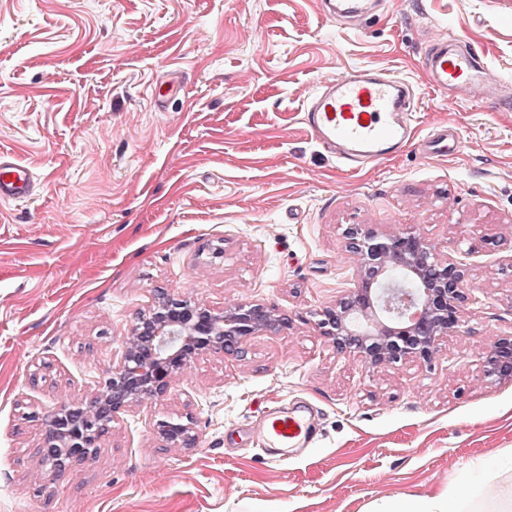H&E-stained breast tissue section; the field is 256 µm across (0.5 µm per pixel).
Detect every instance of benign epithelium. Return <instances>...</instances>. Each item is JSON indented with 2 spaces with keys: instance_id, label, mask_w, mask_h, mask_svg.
<instances>
[{
  "instance_id": "1",
  "label": "benign epithelium",
  "mask_w": 512,
  "mask_h": 512,
  "mask_svg": "<svg viewBox=\"0 0 512 512\" xmlns=\"http://www.w3.org/2000/svg\"><path fill=\"white\" fill-rule=\"evenodd\" d=\"M344 236L357 258V280L321 310L318 321L337 352L371 366L406 358L428 362L444 338L462 332L469 296L453 256L439 257L411 224L394 232L352 224ZM284 327L278 311L262 303L215 310L157 290L123 337L121 360L95 392L37 417L42 452L54 461L55 473L64 472L69 463L94 455L118 413L166 395L197 356L239 355L250 336L277 334ZM482 364L486 377L511 381L512 336L486 346ZM156 429L167 447H195V434L180 418L160 420Z\"/></svg>"
}]
</instances>
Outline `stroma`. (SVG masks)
I'll return each instance as SVG.
<instances>
[{
    "label": "stroma",
    "instance_id": "stroma-1",
    "mask_svg": "<svg viewBox=\"0 0 512 512\" xmlns=\"http://www.w3.org/2000/svg\"><path fill=\"white\" fill-rule=\"evenodd\" d=\"M445 33L512 97V0H383L355 28L316 0H0V150L40 184L0 202V512H370L439 493L486 512L464 487L512 450V381L480 359L512 336V109L430 88L422 58ZM370 65L412 84L418 137L445 122L462 149L344 170L301 110ZM173 72L185 92L156 110ZM351 224L416 225L463 263L465 328L432 362L372 367L321 335L356 280ZM158 288L257 300L289 326L201 356L54 475L34 414L95 390ZM300 406L314 444L274 461L252 430ZM162 418L190 420L196 447H161Z\"/></svg>",
    "mask_w": 512,
    "mask_h": 512
}]
</instances>
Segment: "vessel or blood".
Masks as SVG:
<instances>
[{"label": "vessel or blood", "mask_w": 512, "mask_h": 512, "mask_svg": "<svg viewBox=\"0 0 512 512\" xmlns=\"http://www.w3.org/2000/svg\"><path fill=\"white\" fill-rule=\"evenodd\" d=\"M375 0H317L326 19L364 21L372 14ZM429 84L439 94L463 99L479 95L492 111L505 108L499 79L487 65L482 52L461 46L448 38L436 39L427 57ZM416 108L410 82L377 66H362L318 85L307 98L302 122L346 170L374 166L399 152L414 138ZM425 157L460 151V142H449L448 129L436 127L418 141ZM37 189L30 168L15 156L0 152V201L22 200ZM260 434L273 448H304L311 441L313 425L301 410L278 408L269 412Z\"/></svg>", "instance_id": "obj_1"}]
</instances>
